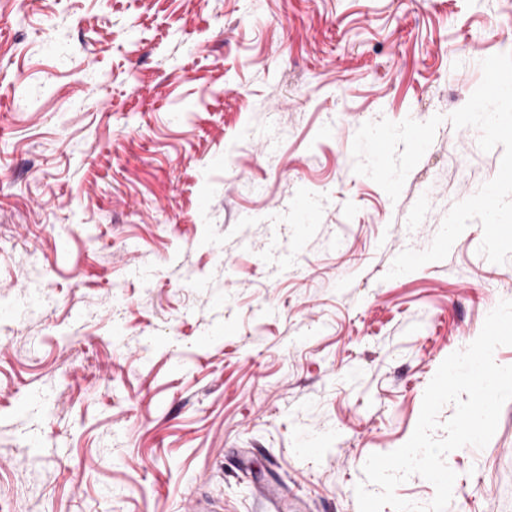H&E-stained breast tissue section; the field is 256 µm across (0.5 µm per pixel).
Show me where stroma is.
Masks as SVG:
<instances>
[{
  "label": "stroma",
  "instance_id": "1",
  "mask_svg": "<svg viewBox=\"0 0 512 512\" xmlns=\"http://www.w3.org/2000/svg\"><path fill=\"white\" fill-rule=\"evenodd\" d=\"M491 67L512 0H0V512H358L512 300V237L462 207L512 171ZM448 458L512 512V400Z\"/></svg>",
  "mask_w": 512,
  "mask_h": 512
}]
</instances>
